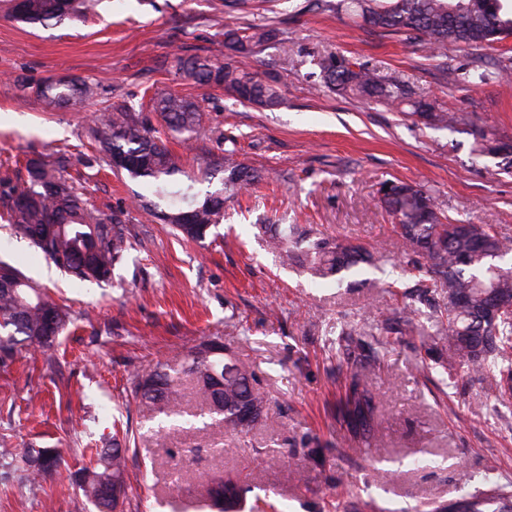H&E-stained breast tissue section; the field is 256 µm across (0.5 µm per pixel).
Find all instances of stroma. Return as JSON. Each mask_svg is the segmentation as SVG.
<instances>
[{"label":"stroma","instance_id":"1","mask_svg":"<svg viewBox=\"0 0 512 512\" xmlns=\"http://www.w3.org/2000/svg\"><path fill=\"white\" fill-rule=\"evenodd\" d=\"M305 4L250 0L229 13L224 0H101L96 15L32 29L0 2V164L20 169L27 157L67 152L96 207L123 208L134 235L111 282L75 283L0 221V261L49 288L76 318L51 354L0 359V440L63 458L40 490L18 474L0 481V512H95L67 476L88 464L90 449L111 447L116 430L127 434L123 512H212L206 482L224 475L241 478L246 503L265 498L279 512H431L484 497L493 484L512 492V402L487 401L488 382L463 368L444 372L404 341L383 347L370 383L384 423L378 445L350 441L337 421L346 371L330 351L336 325L373 319L391 301L376 288L312 281L256 236L260 224L316 225L379 252L401 291H412L417 279L398 268L391 221L377 204L381 183L400 180L432 189L451 217L512 237V172L491 158L473 164L464 130L429 129L398 109L313 91L308 74L317 53L359 59L507 143L512 86L445 81L428 53L400 37ZM251 24L279 28L291 49L282 58L273 42L243 61L261 74L287 69L281 105H243L176 74L177 57L217 55L225 26ZM71 78L94 84L96 99L53 107L36 92L45 80ZM147 86L204 99L193 149L165 140L187 172L217 153L221 131L236 141L235 160L262 175L225 203L218 235L205 243L181 241L138 206L139 182L83 165L92 113L107 100L140 107ZM207 336L246 363L268 397L247 434L225 435L189 381L177 420L131 396L132 375ZM305 440L312 455L303 460L296 450Z\"/></svg>","mask_w":512,"mask_h":512}]
</instances>
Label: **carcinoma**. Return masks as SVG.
<instances>
[{
	"mask_svg": "<svg viewBox=\"0 0 512 512\" xmlns=\"http://www.w3.org/2000/svg\"><path fill=\"white\" fill-rule=\"evenodd\" d=\"M99 0H24L23 9L10 6L7 16L32 25H61L95 12ZM308 8L345 13L363 26L401 35L409 43L441 59L448 72V54L472 48H495L512 37V0H311ZM277 37L263 25L224 30V48L249 57ZM315 84L344 95L373 99L388 107L407 105L423 125L433 129L466 128L477 149L476 158L504 156L512 164V146L489 137L468 114L450 112L436 99L418 94L402 80L383 76L345 56L318 54ZM178 71L199 86H222L238 100L274 108L281 103L280 88L286 75L278 70L265 77L231 62L189 56L178 60ZM457 79L478 88L512 80V57L500 54L483 65L457 72ZM41 93L49 104L81 106L96 96L87 82L47 80ZM171 136L186 145L198 137L202 107L187 96L168 93L150 97ZM98 159L112 166L123 156L122 168L132 180L145 183L159 220L171 225L188 241L202 242L224 219V202L259 182L253 169L232 161L233 151L213 157L202 171L210 181L219 173L220 187L203 200L193 186H172L180 173L178 157L170 152L148 119L125 102L110 103L89 129ZM64 152L27 159L26 175L0 177L1 217L15 235L29 240L62 273L76 281L107 282L116 265L131 248V229L124 212L107 215L96 209L76 187ZM380 203L396 220L400 260L418 276L416 294L404 297L383 319L362 324L344 322L336 337V354L353 365L346 378V402L341 413L347 431L364 444L379 433L375 395L369 376L381 367L380 351L394 336L401 340L418 334L420 349L435 355L444 369L467 368L493 379L489 398L505 404L512 400V269L500 265L512 253V240L492 224L460 222L439 209L430 189L419 183L385 182ZM259 235L280 262L296 266L313 278L337 277L342 282L376 267L373 255L347 240L326 236L311 225H257ZM13 279L0 287V351L12 354L22 348L43 353L56 343L73 318L64 305L34 286L16 267ZM216 337L203 339L181 358L166 360L131 378V391L149 410L179 415L178 382L190 378L209 415L232 435L249 429L266 412L268 399L253 385V374L242 363L213 352ZM126 449L97 448L94 463L71 476L74 485L97 512H114L105 489L117 485L127 497ZM55 448L0 450V470L20 471L32 487L59 464ZM210 507L218 512H242V488L231 477H221L207 487ZM497 512H512V497L493 485L482 499L461 498L435 512H484L487 502Z\"/></svg>",
	"mask_w": 512,
	"mask_h": 512,
	"instance_id": "1",
	"label": "carcinoma"
}]
</instances>
